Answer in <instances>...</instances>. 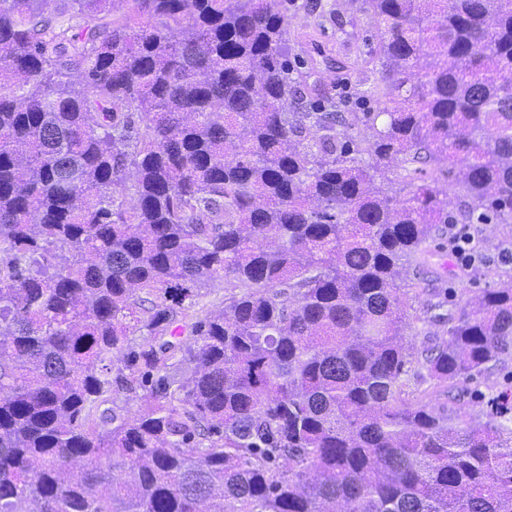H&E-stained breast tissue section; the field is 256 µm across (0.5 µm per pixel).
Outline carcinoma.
<instances>
[{
	"label": "carcinoma",
	"mask_w": 512,
	"mask_h": 512,
	"mask_svg": "<svg viewBox=\"0 0 512 512\" xmlns=\"http://www.w3.org/2000/svg\"><path fill=\"white\" fill-rule=\"evenodd\" d=\"M49 2L0 0V512H512V419L409 399L512 354V273L414 373L397 284L512 224V0H370L351 117L290 77L292 0ZM224 279L215 277L208 281L205 288L201 290V296L196 298L195 304L187 311L189 318L210 317L218 313L224 307V299L231 293V288H226Z\"/></svg>",
	"instance_id": "carcinoma-1"
}]
</instances>
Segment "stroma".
Listing matches in <instances>:
<instances>
[{
	"instance_id": "35a3bbf8",
	"label": "stroma",
	"mask_w": 512,
	"mask_h": 512,
	"mask_svg": "<svg viewBox=\"0 0 512 512\" xmlns=\"http://www.w3.org/2000/svg\"><path fill=\"white\" fill-rule=\"evenodd\" d=\"M288 28L289 59L294 75L305 76L307 83H318L333 95L342 112H374L379 104L369 87L379 84V72L349 71L356 55L377 51L381 40L375 16L365 0H295ZM441 287L448 290L449 303L480 295L493 287L492 279L481 271H460L447 261L441 271ZM512 388V355L474 379L458 383L456 398L445 388L425 384L431 405L451 412L465 408L467 419L475 425L489 416L506 413L512 417V403L503 404L498 394Z\"/></svg>"
}]
</instances>
